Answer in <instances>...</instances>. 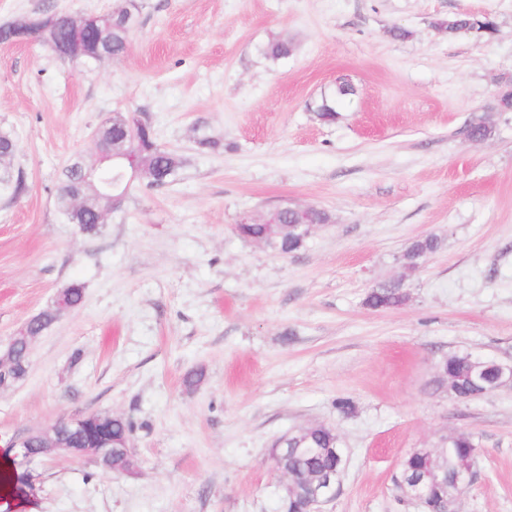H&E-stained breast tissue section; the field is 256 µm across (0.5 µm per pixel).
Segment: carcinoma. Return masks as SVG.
Listing matches in <instances>:
<instances>
[{"label":"carcinoma","mask_w":512,"mask_h":512,"mask_svg":"<svg viewBox=\"0 0 512 512\" xmlns=\"http://www.w3.org/2000/svg\"><path fill=\"white\" fill-rule=\"evenodd\" d=\"M139 4L137 0H125L112 10V23L100 29L82 33L80 41L72 37L73 20L71 16L57 13H39L30 16L32 27L29 38L39 42L61 59L70 62L87 63L107 58H119L125 54L129 44L130 32L137 24ZM480 23L488 34L496 31L493 20L485 17L476 20L465 14L452 16L437 22V27L453 37L460 29ZM293 52L292 44L286 39H274L263 48L266 58L273 61L284 60ZM354 94L347 84L336 86V90L321 96L311 106L315 118L323 124L336 121L339 103ZM494 128L482 116H474L469 122V134L476 140H485L493 135ZM96 142L101 152V167L113 164L110 152H125L129 158L120 160L122 167L112 169V184L121 188L122 197H127L137 181H145L153 189H160L172 183L185 165L182 154L167 149L158 140L153 127L146 123L142 126L127 124V115L117 113L112 121L103 122L96 133ZM17 150L14 136L0 131V165L11 160ZM83 159L70 162L62 171L55 190V204L71 224L85 226V231L93 233L96 226L105 223L106 215L116 211L122 201H112L98 194L99 180L96 172H87L82 168ZM279 223L283 225L278 236L277 248L284 253L300 250L304 241L294 228V211L283 209L279 214ZM239 234L248 240L265 244L268 240L267 224L254 222L237 225ZM442 241L435 235H427L414 240L407 248L405 266L414 272L419 269L420 257H429L440 250ZM407 299L405 288L401 284L384 283L372 289L365 298V305L371 309L397 307ZM57 319L56 308L49 307L28 322L27 334L39 336ZM485 360L470 354H452L441 360V373L433 380L437 391L453 388L461 396L490 391L494 384L487 376L480 374ZM133 424L122 416H112V437L118 440L129 438ZM476 448L470 433L459 431L442 440V450L435 457L440 478H448L441 484V495L436 502L440 512L448 508V497L456 494L453 483L455 474L462 469L470 451ZM345 457L336 432L325 425L305 427L299 431L294 443L288 444V450L278 458L279 468L291 477L293 492L289 494L288 512H302L310 492L311 480L342 469ZM420 458L408 455L400 464L394 483L405 482L416 476ZM134 463L126 457H117L105 465H98L104 473L122 474L133 469Z\"/></svg>","instance_id":"obj_1"}]
</instances>
